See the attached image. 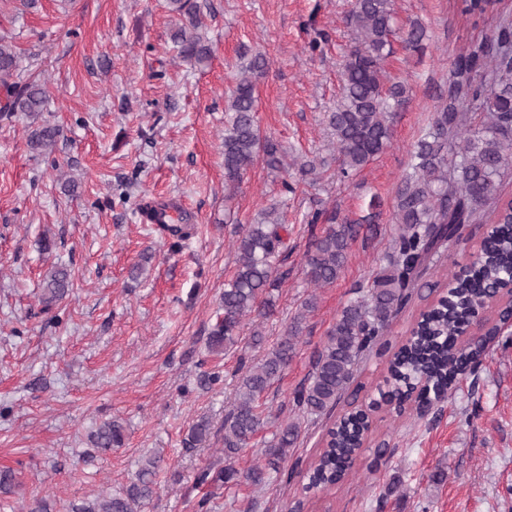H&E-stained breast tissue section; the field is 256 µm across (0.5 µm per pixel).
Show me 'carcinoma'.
Returning a JSON list of instances; mask_svg holds the SVG:
<instances>
[{"instance_id": "carcinoma-1", "label": "carcinoma", "mask_w": 512, "mask_h": 512, "mask_svg": "<svg viewBox=\"0 0 512 512\" xmlns=\"http://www.w3.org/2000/svg\"><path fill=\"white\" fill-rule=\"evenodd\" d=\"M171 11L188 19L189 27L174 36L173 50L182 61L203 62L210 49L203 43L200 6L197 0H168ZM347 24L353 45L344 56L341 93L336 108L326 121L335 139L336 163L343 177L360 172L390 145L396 112L409 101L412 90L385 68L393 53L396 18L391 0H354ZM425 28L410 23L402 42L406 50H424ZM269 64L257 53L244 62L228 98L230 113L224 126V180L234 191L244 173L258 160L267 168L288 172L296 166L302 174L316 170L311 162L288 159L281 144L261 135L256 108V80ZM19 56L15 47L0 37V118L17 112L35 115L45 102L44 88L19 80ZM61 136L58 126L42 123L30 132L31 149L50 154ZM512 171V21L499 22L493 36L460 52L452 65L450 92L435 109L411 155L409 170L398 184L395 196L396 223L385 248L386 266L372 280L367 293L342 307L315 350L311 369L289 397L293 416L279 426L272 437L255 447L265 426L261 398L278 380L295 356L302 324L317 306L309 295L281 336L259 363L246 371L234 391L232 409L224 416V466L214 463L198 477L202 485L230 488L246 483L262 488L272 474L287 475L302 482L304 500L328 495L336 486L353 479V466L366 450L371 425L353 416L357 408L340 415L322 436L315 460L302 468L301 460L289 461L301 436L302 425H316L333 411L356 381L361 364L371 354L388 351L384 336L415 290L438 293L422 310L407 336L388 361L379 397L396 398L408 389H419L431 403L453 395L461 381L474 374L485 346L463 341L461 336L470 316L493 305L488 285L501 287L500 314L512 307V289L505 282L512 270V198L501 197V181ZM172 203H148L141 208L150 221L178 240L193 228L191 216L182 213L179 224L160 222ZM491 208L494 221L483 238L477 261L463 272L446 268V281L439 286L422 281L423 275L446 243L459 240L466 224L483 223L484 208ZM329 225L314 236L304 255L305 274L317 288L330 286L344 273L349 251L361 225ZM288 226L271 206L261 219L250 224L237 239L238 267L224 288V314L212 327L209 349L217 354L238 343L245 319H265L273 314V291L279 287L277 266L288 249ZM71 274L67 268L52 267L45 278L42 311H49L66 295ZM208 421L189 430V446L205 441ZM100 451L124 443V431L117 421L104 422L92 435ZM250 448L258 463L239 469L236 459ZM290 467H285L286 462ZM161 457L140 465L135 481L104 500L88 501L76 512H142L155 493L154 477Z\"/></svg>"}]
</instances>
